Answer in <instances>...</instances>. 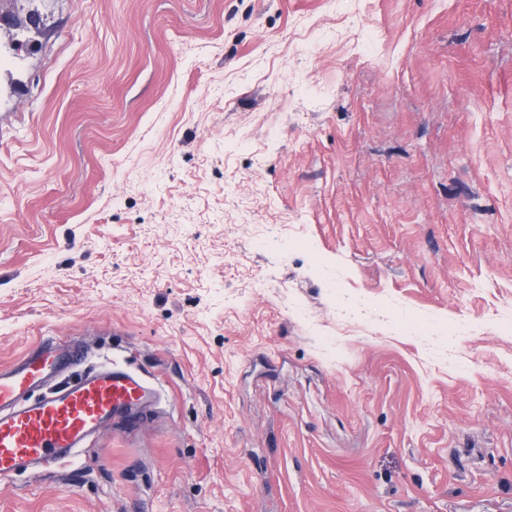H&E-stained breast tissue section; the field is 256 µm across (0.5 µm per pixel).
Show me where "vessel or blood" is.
Instances as JSON below:
<instances>
[{"label": "vessel or blood", "mask_w": 512, "mask_h": 512, "mask_svg": "<svg viewBox=\"0 0 512 512\" xmlns=\"http://www.w3.org/2000/svg\"><path fill=\"white\" fill-rule=\"evenodd\" d=\"M89 346L47 337L0 368V480L69 462L105 425L156 404L159 389L132 365L87 366Z\"/></svg>", "instance_id": "1"}]
</instances>
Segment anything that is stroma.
<instances>
[{
    "label": "stroma",
    "mask_w": 512,
    "mask_h": 512,
    "mask_svg": "<svg viewBox=\"0 0 512 512\" xmlns=\"http://www.w3.org/2000/svg\"><path fill=\"white\" fill-rule=\"evenodd\" d=\"M0 10V366L164 393L0 512H512V0Z\"/></svg>",
    "instance_id": "stroma-1"
}]
</instances>
